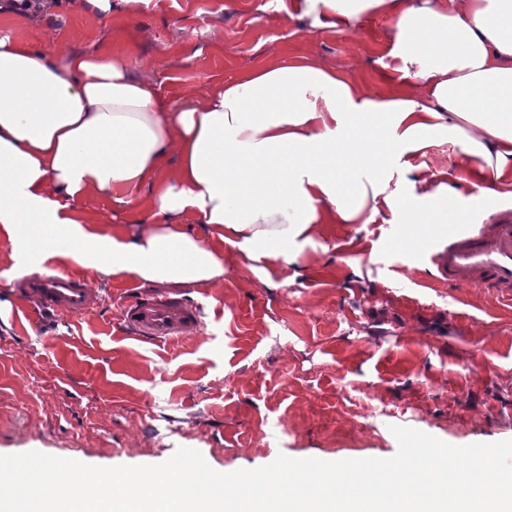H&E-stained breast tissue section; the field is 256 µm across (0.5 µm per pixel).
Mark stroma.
<instances>
[{"mask_svg":"<svg viewBox=\"0 0 512 512\" xmlns=\"http://www.w3.org/2000/svg\"><path fill=\"white\" fill-rule=\"evenodd\" d=\"M1 32L59 52L123 49L175 110L288 52L368 87L398 65L386 52L392 18L368 11L353 27L317 28L280 0H112L104 26L61 8L0 18ZM401 222L385 209L335 225L306 245L297 275L225 249L224 282L206 289L103 279L56 256L99 307L20 321L13 283L27 268L0 236V455L156 465L186 447L229 473L282 453L387 458L394 425L455 446L512 440V308L436 281L428 256L393 246ZM167 294L199 305L200 328L159 345L128 339L127 298Z\"/></svg>","mask_w":512,"mask_h":512,"instance_id":"stroma-1","label":"stroma"}]
</instances>
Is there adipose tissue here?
<instances>
[{"mask_svg": "<svg viewBox=\"0 0 512 512\" xmlns=\"http://www.w3.org/2000/svg\"><path fill=\"white\" fill-rule=\"evenodd\" d=\"M329 26L392 17L389 50L412 81L370 91L291 54L262 60L204 101L171 110L121 53H53L0 36V234L100 275L211 288L224 249L299 268L313 234L402 214L414 238L449 223L465 192L512 201V0H317ZM448 138L466 176L422 174ZM416 200L386 192L394 165ZM93 193L129 221L104 231L76 207ZM202 227L190 232L183 219Z\"/></svg>", "mask_w": 512, "mask_h": 512, "instance_id": "1", "label": "adipose tissue"}]
</instances>
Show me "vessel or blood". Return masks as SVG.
I'll return each instance as SVG.
<instances>
[{
  "mask_svg": "<svg viewBox=\"0 0 512 512\" xmlns=\"http://www.w3.org/2000/svg\"><path fill=\"white\" fill-rule=\"evenodd\" d=\"M397 240L407 243L411 252L427 253L438 278L449 285L491 288L512 302V209L501 211L492 224L477 222L463 212L423 241L407 242L402 232ZM17 288L27 302L48 315H84L100 304L80 277L54 267L20 279ZM120 320L135 340L169 342L199 325L200 308L180 297L136 296L124 304Z\"/></svg>",
  "mask_w": 512,
  "mask_h": 512,
  "instance_id": "b4317fda",
  "label": "vessel or blood"
}]
</instances>
